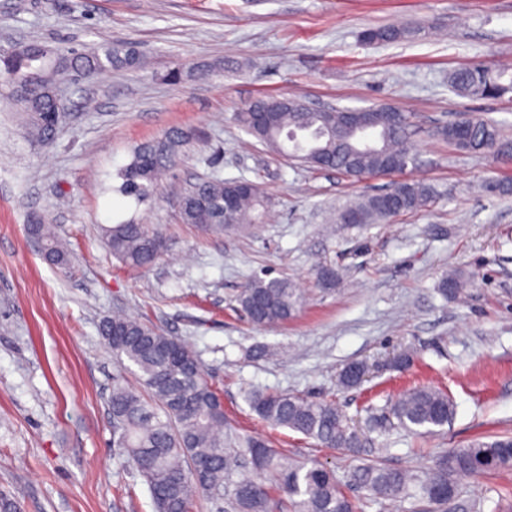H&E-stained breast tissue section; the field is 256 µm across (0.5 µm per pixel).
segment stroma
Here are the masks:
<instances>
[{"label": "stroma", "instance_id": "obj_1", "mask_svg": "<svg viewBox=\"0 0 512 512\" xmlns=\"http://www.w3.org/2000/svg\"><path fill=\"white\" fill-rule=\"evenodd\" d=\"M422 26L427 35L366 44L368 27ZM138 42L142 59L82 81L70 119L47 147L27 141L23 116L0 81V499L17 512H153L146 483L113 447L115 377L139 389L99 334L116 313L187 341L239 433L291 458L335 469L348 482L353 452L274 428L251 412L245 390L336 400L390 468L427 476L436 459L480 436L512 434V156L469 154L437 127L470 116L512 140V92L463 97L455 70L512 64V0H0V54L18 43L52 48ZM181 72L179 82L167 78ZM296 96L339 108L394 106L412 116L414 167L355 180L287 161L235 120L261 96ZM183 134L173 175L146 201L114 192L136 147ZM424 181L434 201L377 224H338L337 210ZM246 178L273 217L207 234L182 223L180 185ZM54 224L69 262H48L30 232ZM132 220L160 229L162 256L125 267L106 227ZM335 266L336 288L317 282ZM271 270L302 294L294 317L256 327L237 293ZM469 284L438 292L448 270ZM407 369L392 367L399 353ZM369 367L357 388L336 387L349 362ZM419 385L453 396L437 434H408L390 401ZM460 503L512 512V470L457 476Z\"/></svg>", "mask_w": 512, "mask_h": 512}]
</instances>
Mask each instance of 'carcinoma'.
I'll return each mask as SVG.
<instances>
[{
    "instance_id": "carcinoma-1",
    "label": "carcinoma",
    "mask_w": 512,
    "mask_h": 512,
    "mask_svg": "<svg viewBox=\"0 0 512 512\" xmlns=\"http://www.w3.org/2000/svg\"><path fill=\"white\" fill-rule=\"evenodd\" d=\"M425 35L422 27L380 26L362 31L369 44L393 43ZM141 58L133 42L105 43L93 49H49L21 43L0 57V76L11 87L12 99L25 114V134L36 143H49L65 119V104L53 87L69 82L75 70L99 73L131 68ZM508 70L492 71L483 64L452 73L451 84L462 96H494L512 90ZM262 98L236 114L238 124L273 152L320 170H336L347 177L402 173L414 164L409 147L410 116L400 110L376 107L379 144L356 148L343 139L324 134L327 128L342 129L348 121L343 109L316 111L310 107H283L267 113L257 125L255 109ZM470 135L459 141L456 124L436 128L438 138L472 154L503 151L497 126L484 118L465 120ZM181 140L165 136L136 148L131 161L121 167V184L113 191L140 202L149 198L161 176L175 168ZM433 200L430 186L405 179L378 195H365L343 206L336 220L355 213L364 224L414 213ZM268 203L254 183L245 178H210L181 193L179 212L185 224H196L221 233L261 219ZM33 229L43 242L46 257L67 262V252L51 228L36 220ZM112 254L138 269L160 258L162 233L133 221L106 229ZM316 278L326 289L339 281L331 265L316 269ZM467 286L459 271L444 275L441 294L459 297ZM237 300L246 317L257 327L284 323L292 318L301 295L294 284L265 273L247 281ZM99 333L126 368L133 369L150 399L115 381L112 384L113 446L131 457L144 477L154 512H189L198 495L224 500L222 512H356L354 501L343 490L336 471L304 459H286L276 448L256 436H241L226 429L224 408L209 385L194 352L182 341L165 336L131 316L117 314L103 319ZM363 362H351L338 374L337 387L351 389L367 378ZM245 400L263 421L290 429L317 441L325 448H360L362 435L351 425L342 407L330 399L296 393L249 389ZM455 412L452 396L433 386H416L390 405L398 424L413 432L432 433L448 424ZM512 469V436L475 439L439 459L422 480L409 470L363 463L353 471V481L372 500L397 501L413 498L448 512L458 497L455 476Z\"/></svg>"
}]
</instances>
